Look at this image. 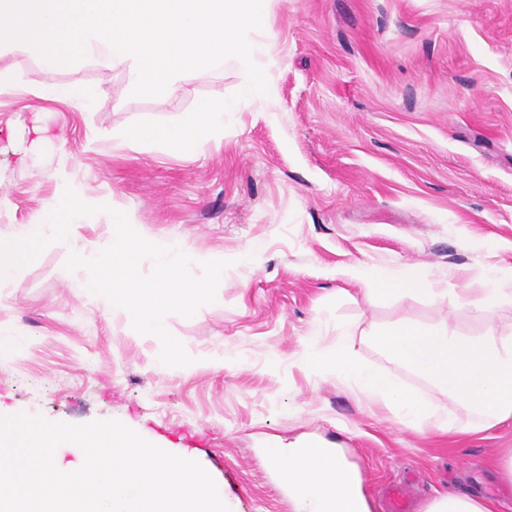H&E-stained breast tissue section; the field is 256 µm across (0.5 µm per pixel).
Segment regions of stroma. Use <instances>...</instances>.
I'll return each mask as SVG.
<instances>
[{
    "instance_id": "stroma-1",
    "label": "stroma",
    "mask_w": 512,
    "mask_h": 512,
    "mask_svg": "<svg viewBox=\"0 0 512 512\" xmlns=\"http://www.w3.org/2000/svg\"><path fill=\"white\" fill-rule=\"evenodd\" d=\"M267 95L190 155L132 148L119 134L176 121L199 99L240 91L237 68L202 70L178 99L135 97L125 71L86 62L46 74L0 54V239L57 192L66 168L111 198L138 232L229 261L214 303L167 328L193 364L160 370L161 344L127 312L77 294L68 240L0 283V416L116 419L199 462L229 512H292L272 448H343L371 512L406 479L414 512L442 490L512 499L496 473L512 422L450 436L405 429L347 385L298 362L313 323L449 319L468 336L512 320L454 298L367 301L344 272L359 261L440 276L480 297L512 264V0H273ZM93 90L85 112L41 97L47 82Z\"/></svg>"
}]
</instances>
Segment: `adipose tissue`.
<instances>
[{"instance_id": "adipose-tissue-1", "label": "adipose tissue", "mask_w": 512, "mask_h": 512, "mask_svg": "<svg viewBox=\"0 0 512 512\" xmlns=\"http://www.w3.org/2000/svg\"><path fill=\"white\" fill-rule=\"evenodd\" d=\"M346 276L361 285L364 295L371 300L424 295L440 302L451 294L459 304L468 306L472 303L468 289L458 288L450 292L438 287L436 281L418 277L407 270L394 271L359 262L347 269ZM273 455L279 460L288 481L294 512H326L321 501V486L328 482L336 485L333 512H369L360 491L359 473L347 462L343 449L323 448L313 453L306 448H277ZM424 512H512V507L448 490L437 493Z\"/></svg>"}]
</instances>
